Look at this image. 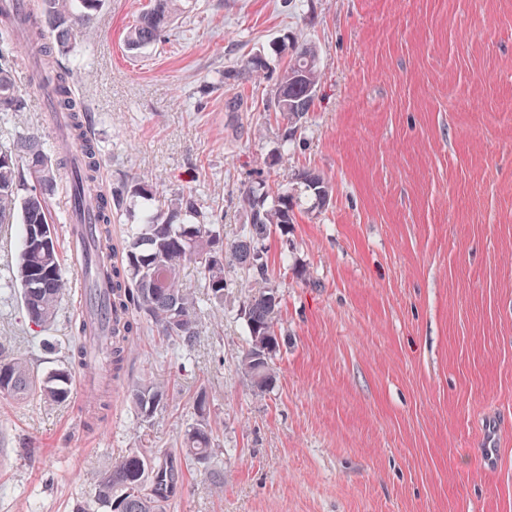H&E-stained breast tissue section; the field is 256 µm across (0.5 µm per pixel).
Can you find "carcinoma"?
<instances>
[{
	"instance_id": "cac0c4a2",
	"label": "carcinoma",
	"mask_w": 512,
	"mask_h": 512,
	"mask_svg": "<svg viewBox=\"0 0 512 512\" xmlns=\"http://www.w3.org/2000/svg\"><path fill=\"white\" fill-rule=\"evenodd\" d=\"M41 16L48 25L53 46L45 51L40 68L41 83L50 87L58 110L70 114L75 132L84 131V103L74 94L75 81L82 77V67L65 64L62 58L72 52L74 43L93 21L102 0H38ZM177 0H154L127 33L131 47H141L157 40L162 29L173 19ZM17 31L16 15L0 10V115L21 111L14 78V60L9 50ZM280 51L290 52L288 65L280 71L268 111L285 125L282 148L302 131L314 105L320 82L316 52L307 44L284 37ZM81 171L71 177L65 196L73 201V211L80 213L88 185L100 178L101 154L96 142L85 144ZM26 167H20V161ZM58 167L36 135L20 137L0 147V222L20 214L21 239L13 272L21 291V301L28 320L39 328L48 327L56 318L66 295L69 278L64 272L56 235V217L42 188L57 182ZM296 179L317 202H326L325 181L310 171L297 173ZM131 197L140 201L143 222L132 224L115 246L121 253V265L104 272L112 289L106 308L127 315L120 335H112L111 379L124 370L130 353V339L145 331L157 332L167 347L187 353L198 335L197 289L219 305L228 286L227 269L238 268L241 280L261 284L247 300L243 320L247 348L239 366L258 392H265L272 382L273 357L280 349L277 331L279 294L271 284L266 239L272 226L279 227L282 254L288 253V225L295 223L293 199L281 190L266 205L268 191L262 181L248 187L244 201L251 211V222L242 225L234 238L219 243L214 222L200 210L190 194L168 198L153 191L140 179L129 188ZM101 240L112 238V208L107 197L100 196L96 209ZM188 265L197 272L196 287L183 282ZM85 366L83 347L69 350L68 364L38 375L20 354L12 355L0 344V394L24 398L38 394L55 403L70 394L73 373ZM135 413L147 419L164 409L169 400L168 386L149 382L130 390ZM194 418L180 439V447L156 448L148 453L120 454L112 468L97 480L92 504L96 512H165L184 473L177 457L185 463L205 466L215 453V439L210 422L207 395L199 391L193 401Z\"/></svg>"
}]
</instances>
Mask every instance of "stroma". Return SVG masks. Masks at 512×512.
Listing matches in <instances>:
<instances>
[{
    "label": "stroma",
    "mask_w": 512,
    "mask_h": 512,
    "mask_svg": "<svg viewBox=\"0 0 512 512\" xmlns=\"http://www.w3.org/2000/svg\"><path fill=\"white\" fill-rule=\"evenodd\" d=\"M150 0H105L72 56L102 169L120 199L114 238L140 221L125 197L146 178L192 191L221 237L250 221L245 190L287 187L292 248L266 241L278 288L274 378L255 394L239 279L224 310L202 305L185 370L158 337L131 345L106 417L78 397L0 395V512H76L118 452L175 446L206 389L219 446L189 466L166 512H512V0H181L159 40L125 39ZM314 46L321 80L300 139L281 145L267 103L287 56L244 64L282 37ZM18 43L22 112L0 144L55 140ZM320 175L318 204L295 172ZM18 224H0V342L39 373L67 354L64 298L29 324L12 266ZM168 381L166 409L139 421L130 387ZM502 451L482 452L483 421ZM38 447L35 460L19 453Z\"/></svg>",
    "instance_id": "obj_1"
}]
</instances>
